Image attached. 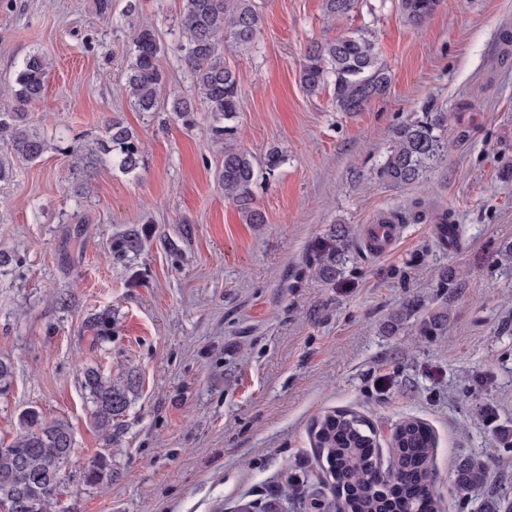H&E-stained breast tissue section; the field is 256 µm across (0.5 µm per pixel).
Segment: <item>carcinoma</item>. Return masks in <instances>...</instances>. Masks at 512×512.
Returning <instances> with one entry per match:
<instances>
[{
  "label": "carcinoma",
  "instance_id": "obj_1",
  "mask_svg": "<svg viewBox=\"0 0 512 512\" xmlns=\"http://www.w3.org/2000/svg\"><path fill=\"white\" fill-rule=\"evenodd\" d=\"M403 20L422 29L437 11L441 0H397ZM358 0H323L327 20L348 16ZM263 24L258 0H182L178 27L179 51L192 73L197 100L176 97L171 112L186 126L195 124L198 110L211 118L208 131L213 141L224 144V162L216 178L246 224H264L266 216L256 206L253 187L258 176L275 174L285 160L283 151L270 147L262 160L231 144L238 134L239 76L226 61L228 51L254 48ZM132 49L126 67L123 92L138 112L153 114L165 84L161 57L165 46L148 26L130 24ZM50 59L40 52L24 58L16 74L11 95L16 106L0 112V136L8 138L14 154L26 161L38 160L47 149L46 141L31 128L27 107L44 91ZM392 77L380 60L372 38L366 33L344 32L314 41L304 53L300 83L310 96L332 89L341 112H361L386 94ZM442 113H428L426 119L401 126L394 134L381 168L388 182L407 186L423 181L426 173L445 154ZM103 154L119 169L133 174L145 165L146 148L131 128L114 118L105 125ZM142 246L141 232L132 228L112 242L109 254L124 256ZM340 255L331 253L319 260V276L336 279ZM86 326L97 341L112 336V315L92 314ZM82 387L92 405L94 426L106 444L119 434V417L131 404L132 378L112 379L94 367L82 369ZM310 435L318 462L326 465L331 495L311 487L288 484L290 495L311 498L314 512H435V436L429 425L417 418L397 423L391 431L388 468L379 465L377 430L359 413L338 409L319 416ZM75 454L74 435L64 418L48 420L30 408L19 417V432L8 444L0 442V475L13 476L9 485L0 483V505L15 503L6 512H52L64 483L51 476L65 470ZM90 486L112 482V457L100 453L83 472ZM486 478V465L477 456L458 461L453 484L467 494ZM278 498L262 505L253 501L238 505L237 512H281Z\"/></svg>",
  "mask_w": 512,
  "mask_h": 512
}]
</instances>
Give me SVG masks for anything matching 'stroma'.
Here are the masks:
<instances>
[{"label": "stroma", "instance_id": "obj_1", "mask_svg": "<svg viewBox=\"0 0 512 512\" xmlns=\"http://www.w3.org/2000/svg\"><path fill=\"white\" fill-rule=\"evenodd\" d=\"M0 0V112L14 100L22 59L51 60L29 106L47 151L15 161L0 182V358L14 368L0 395V441L36 408L72 425L76 455L54 512H234L240 500L282 496L289 478L320 473L309 428L325 411L368 417L388 455L406 417L436 436L441 512H475L512 484V0H442L424 29L394 0H359L328 25L322 0H265L258 47L234 52L240 78L239 148L286 161L258 179L263 224L244 223L215 173L221 146L205 118L188 128L174 97L196 94L175 46L182 0ZM153 27L166 46L168 82L155 115L122 93L128 24ZM372 36L391 72L364 111L337 110L331 92L307 95L300 65L309 42L340 32ZM428 112L448 115V152L422 184L382 180L394 133ZM119 117L142 139L145 167L127 174L102 160L88 195L60 141L98 153ZM403 218L386 254L363 244L370 224ZM455 224V244L441 220ZM137 227L138 253L107 260L111 239ZM348 241L342 272L322 280L318 259ZM67 304H60V297ZM420 303L393 322L396 309ZM111 311L112 339L84 323ZM448 315L425 336L426 314ZM137 379L112 445L91 421L81 368ZM112 452V482L89 486L83 467ZM469 455L487 464L483 487L459 495L450 476Z\"/></svg>", "mask_w": 512, "mask_h": 512}]
</instances>
